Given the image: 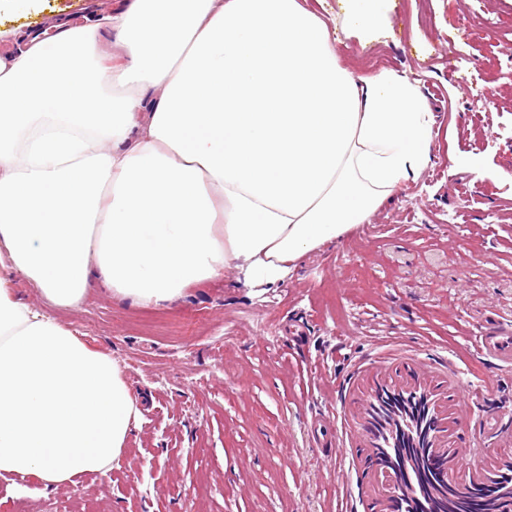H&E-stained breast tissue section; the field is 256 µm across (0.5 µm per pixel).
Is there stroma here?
I'll use <instances>...</instances> for the list:
<instances>
[{
    "instance_id": "1",
    "label": "stroma",
    "mask_w": 512,
    "mask_h": 512,
    "mask_svg": "<svg viewBox=\"0 0 512 512\" xmlns=\"http://www.w3.org/2000/svg\"><path fill=\"white\" fill-rule=\"evenodd\" d=\"M316 10L343 65L418 84L436 130L421 177L273 286L228 270L165 306L98 284L52 308L118 363L142 419L107 475L0 476V512H383L363 430L381 385L439 394L456 481L512 465V364L475 342L512 323V182L448 170L455 153L512 173V0H390L365 43L340 0Z\"/></svg>"
}]
</instances>
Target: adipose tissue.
I'll return each mask as SVG.
<instances>
[{
    "mask_svg": "<svg viewBox=\"0 0 512 512\" xmlns=\"http://www.w3.org/2000/svg\"><path fill=\"white\" fill-rule=\"evenodd\" d=\"M370 32L382 0H341ZM415 81L343 66L300 0H120L0 20V474L56 488L119 462L142 413L119 365L15 297L94 284L164 305L289 263L367 222L429 161Z\"/></svg>",
    "mask_w": 512,
    "mask_h": 512,
    "instance_id": "ef3b65f1",
    "label": "adipose tissue"
}]
</instances>
